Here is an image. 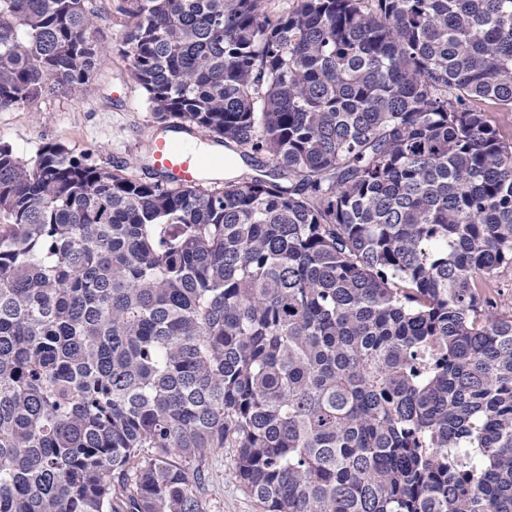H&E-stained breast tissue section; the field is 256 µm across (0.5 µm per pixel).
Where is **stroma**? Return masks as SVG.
<instances>
[{
    "label": "stroma",
    "mask_w": 512,
    "mask_h": 512,
    "mask_svg": "<svg viewBox=\"0 0 512 512\" xmlns=\"http://www.w3.org/2000/svg\"><path fill=\"white\" fill-rule=\"evenodd\" d=\"M124 22V15L117 12L103 19L112 44L101 55L97 77L84 98L58 95L35 109L0 111V143L28 162L48 142L76 151L96 149L98 162L112 169L147 156L160 122L132 79L131 61L118 53ZM203 494L208 512H260L235 473L229 448L210 458Z\"/></svg>",
    "instance_id": "35a3bbf8"
}]
</instances>
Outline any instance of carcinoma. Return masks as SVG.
<instances>
[{
    "label": "carcinoma",
    "instance_id": "obj_1",
    "mask_svg": "<svg viewBox=\"0 0 512 512\" xmlns=\"http://www.w3.org/2000/svg\"><path fill=\"white\" fill-rule=\"evenodd\" d=\"M224 181L0 145V512H512V0H125ZM112 0H0V110L84 96ZM268 159L264 173H229ZM203 494L208 512H260L235 473L233 448H224L209 459Z\"/></svg>",
    "mask_w": 512,
    "mask_h": 512
}]
</instances>
